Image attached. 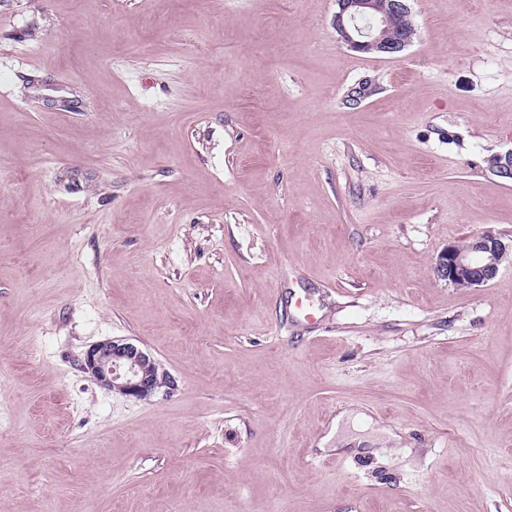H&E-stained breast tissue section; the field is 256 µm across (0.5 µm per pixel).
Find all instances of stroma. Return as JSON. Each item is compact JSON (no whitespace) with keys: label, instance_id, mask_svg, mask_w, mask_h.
I'll return each mask as SVG.
<instances>
[{"label":"stroma","instance_id":"1","mask_svg":"<svg viewBox=\"0 0 512 512\" xmlns=\"http://www.w3.org/2000/svg\"><path fill=\"white\" fill-rule=\"evenodd\" d=\"M409 5L389 56L336 0H0V512H512V262L434 271L512 240V0ZM512 256V243L506 245L491 233L472 235L465 244L451 243L435 261L437 276L448 284L470 289L482 288L495 279L500 266ZM79 367L104 388L139 400L176 389V380L160 371L148 352L127 339H105L90 345ZM354 411H343L340 414L336 416V418L333 420L331 431L321 440V445H327L330 444V442L334 439V436L336 435V448H330L332 450L340 451L345 449L344 446H350L352 444H356V446H361L363 443H367L368 441L365 439L360 438H346L341 437V426L346 422V420H349L351 415H353Z\"/></svg>","mask_w":512,"mask_h":512}]
</instances>
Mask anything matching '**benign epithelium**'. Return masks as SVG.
Returning a JSON list of instances; mask_svg holds the SVG:
<instances>
[{"label": "benign epithelium", "mask_w": 512, "mask_h": 512, "mask_svg": "<svg viewBox=\"0 0 512 512\" xmlns=\"http://www.w3.org/2000/svg\"><path fill=\"white\" fill-rule=\"evenodd\" d=\"M333 27L339 38L358 53L394 56L404 51L415 34L408 0H336ZM401 20L402 34L393 31V19ZM512 256V246L501 238L482 233L466 243H451L435 261L437 276L448 284L481 288L495 279L500 266ZM80 369L101 386L136 399H151L176 389V380L159 370L154 358L127 339H105L89 346Z\"/></svg>", "instance_id": "1"}]
</instances>
